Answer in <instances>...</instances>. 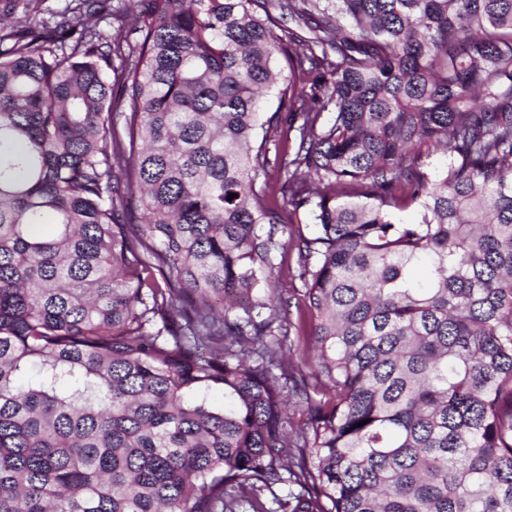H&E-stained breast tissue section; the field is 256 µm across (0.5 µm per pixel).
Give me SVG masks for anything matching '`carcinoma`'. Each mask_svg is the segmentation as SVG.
Here are the masks:
<instances>
[{
	"label": "carcinoma",
	"instance_id": "obj_1",
	"mask_svg": "<svg viewBox=\"0 0 512 512\" xmlns=\"http://www.w3.org/2000/svg\"><path fill=\"white\" fill-rule=\"evenodd\" d=\"M62 2L0 0V512H512V0ZM284 232L278 235L280 246L272 252V280L277 288L276 295L283 300L290 301V307L287 308L286 319L282 332H277L276 336H270L267 340H273L283 345L284 349L292 355L294 374L298 376L297 365L302 369V373H307V369L300 364V357L306 348L307 341L304 338V331H298L299 316L305 312L303 303V294L305 285L298 277V256L295 248V242L299 235L310 237L314 226L300 211L299 215H293V224H285Z\"/></svg>",
	"mask_w": 512,
	"mask_h": 512
}]
</instances>
